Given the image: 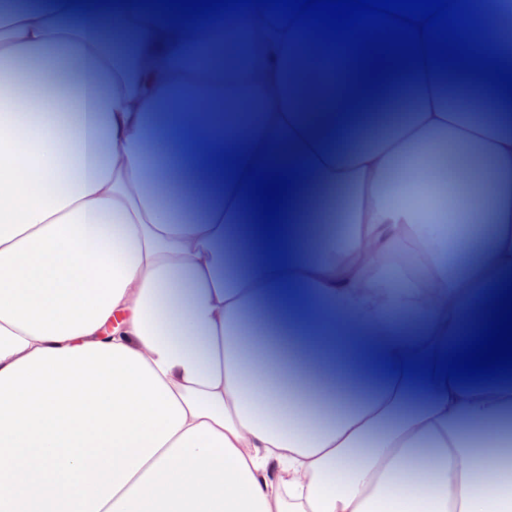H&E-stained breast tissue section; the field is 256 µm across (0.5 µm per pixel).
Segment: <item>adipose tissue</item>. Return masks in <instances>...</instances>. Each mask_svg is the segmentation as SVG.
<instances>
[{
	"instance_id": "adipose-tissue-1",
	"label": "adipose tissue",
	"mask_w": 512,
	"mask_h": 512,
	"mask_svg": "<svg viewBox=\"0 0 512 512\" xmlns=\"http://www.w3.org/2000/svg\"><path fill=\"white\" fill-rule=\"evenodd\" d=\"M297 46L52 0L0 24V512H512V383L424 381L404 413L379 370L512 270V116L431 78L343 157ZM271 133L348 191L342 234L299 193L281 276L203 160ZM449 145L456 211L396 193Z\"/></svg>"
}]
</instances>
